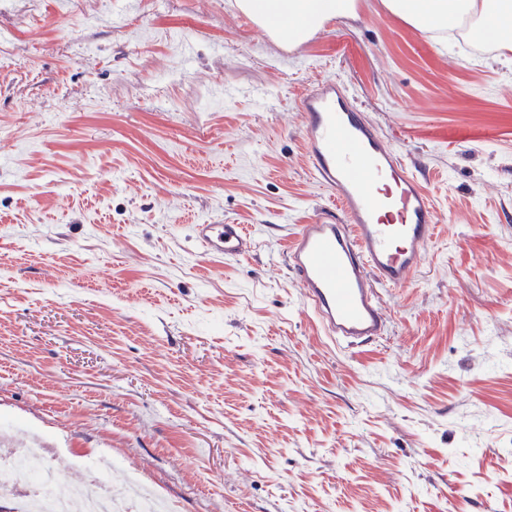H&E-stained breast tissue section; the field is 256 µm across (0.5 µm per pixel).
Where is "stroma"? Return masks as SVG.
Returning <instances> with one entry per match:
<instances>
[{"label":"stroma","instance_id":"1","mask_svg":"<svg viewBox=\"0 0 512 512\" xmlns=\"http://www.w3.org/2000/svg\"><path fill=\"white\" fill-rule=\"evenodd\" d=\"M336 77L437 218L348 348L286 255L338 214L297 110ZM0 429L177 512H512V60L383 0L294 44L236 0H0ZM193 234L205 255L243 258L255 248L251 233L241 224H196Z\"/></svg>","mask_w":512,"mask_h":512}]
</instances>
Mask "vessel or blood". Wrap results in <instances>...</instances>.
Listing matches in <instances>:
<instances>
[{
	"mask_svg": "<svg viewBox=\"0 0 512 512\" xmlns=\"http://www.w3.org/2000/svg\"><path fill=\"white\" fill-rule=\"evenodd\" d=\"M306 162L331 190L341 221L304 224L288 261L326 336L339 345L385 339L381 288L410 284L436 235L435 208L420 178L356 104L339 79L316 82L300 97ZM204 254L242 258L255 248L240 224H197Z\"/></svg>",
	"mask_w": 512,
	"mask_h": 512,
	"instance_id": "vessel-or-blood-1",
	"label": "vessel or blood"
}]
</instances>
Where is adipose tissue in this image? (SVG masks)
I'll use <instances>...</instances> for the list:
<instances>
[{
  "mask_svg": "<svg viewBox=\"0 0 512 512\" xmlns=\"http://www.w3.org/2000/svg\"><path fill=\"white\" fill-rule=\"evenodd\" d=\"M237 6L273 37L291 41L351 16L356 0H238ZM385 7L425 32L453 30L466 22L495 28L499 49L512 53V0H385Z\"/></svg>",
  "mask_w": 512,
  "mask_h": 512,
  "instance_id": "obj_1",
  "label": "adipose tissue"
}]
</instances>
